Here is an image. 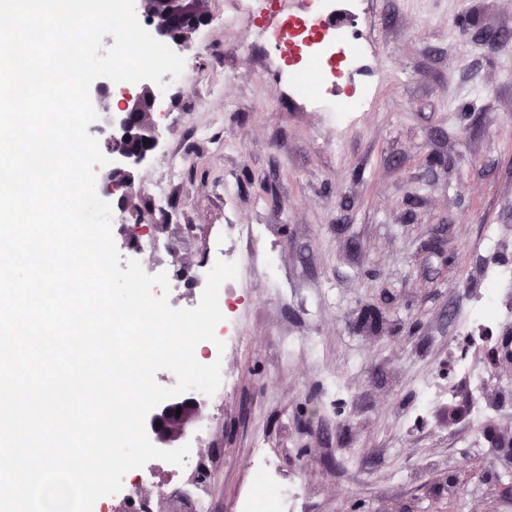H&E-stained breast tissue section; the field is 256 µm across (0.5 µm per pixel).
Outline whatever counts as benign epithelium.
Masks as SVG:
<instances>
[{
	"label": "benign epithelium",
	"instance_id": "7a95c632",
	"mask_svg": "<svg viewBox=\"0 0 512 512\" xmlns=\"http://www.w3.org/2000/svg\"><path fill=\"white\" fill-rule=\"evenodd\" d=\"M170 4L172 7L162 15H146L147 23L155 36L188 49L190 34L207 22V16L200 9L199 0H170ZM158 97V90L146 83L114 111L109 101V83L101 81L94 90L92 100L102 115L99 130L108 132L104 144L112 158V171L96 190L102 197L117 200L121 209L141 193L136 174L152 160L160 144L157 125L149 119L137 120L140 112L153 111ZM203 406L204 399L195 393L161 403L146 418L147 435L161 449L181 447Z\"/></svg>",
	"mask_w": 512,
	"mask_h": 512
}]
</instances>
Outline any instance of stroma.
I'll return each mask as SVG.
<instances>
[{"label":"stroma","instance_id":"obj_1","mask_svg":"<svg viewBox=\"0 0 512 512\" xmlns=\"http://www.w3.org/2000/svg\"><path fill=\"white\" fill-rule=\"evenodd\" d=\"M203 4L187 67L152 112L161 144L143 191L111 228L122 260L170 274V305L193 308L210 232L269 227L255 252L278 256L277 279L250 262L236 278L234 382L191 441L220 451L213 512H236L258 443L304 490L302 512H512V465L475 450L447 403L418 408L422 386L448 389L483 276L512 265V37L483 38L512 30V0H367L366 53L338 88L366 84L370 98L340 126L294 90L288 53L247 42L253 19ZM172 148L187 157L174 198L186 224L152 256L121 227L153 222L144 204ZM367 309L379 325L362 324ZM486 397L512 440V364Z\"/></svg>","mask_w":512,"mask_h":512}]
</instances>
